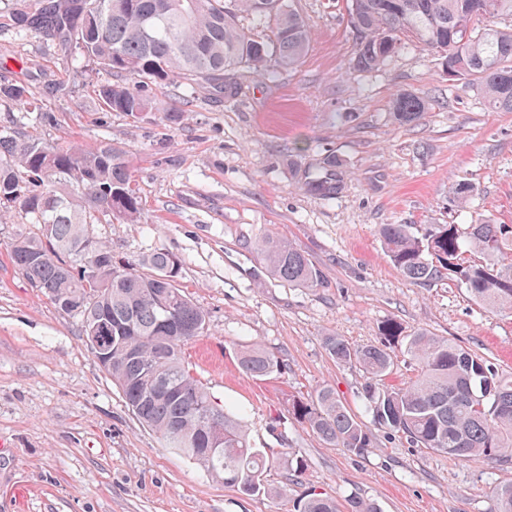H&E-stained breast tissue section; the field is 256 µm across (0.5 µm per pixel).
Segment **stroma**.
<instances>
[{
    "label": "stroma",
    "instance_id": "stroma-1",
    "mask_svg": "<svg viewBox=\"0 0 512 512\" xmlns=\"http://www.w3.org/2000/svg\"><path fill=\"white\" fill-rule=\"evenodd\" d=\"M311 24L302 62L275 78L246 69L235 96L179 82L153 87L152 109L132 118L97 95L107 74L77 52L14 23L16 0H0V84H21L27 104L0 101V128L45 142L102 140L128 152L138 223L102 218L93 237L117 261L139 265L157 251L182 260L179 287L208 315L185 363L220 405L239 410L253 446L291 448L300 473H267L274 496L247 497L164 447L129 410L100 367L80 323L32 288L8 247L30 234L20 216L0 220V512H291L318 493L358 497L381 512H497L496 487L512 483V459L451 458L374 432L364 455L324 444L289 419L293 400L324 385L363 421L360 373L327 354L334 333L378 343L394 320L471 349L512 371V314L470 299L448 275L406 279L378 235L383 224H512V112L449 79L436 54L396 52L377 70L353 69L355 38L342 0H296ZM430 104L413 124L392 116L396 93ZM179 120L168 121L170 111ZM340 189L306 191L327 156ZM473 184L467 205L456 183ZM272 234L322 272L323 287L273 280L254 249ZM259 343L283 361L262 380L236 353Z\"/></svg>",
    "mask_w": 512,
    "mask_h": 512
}]
</instances>
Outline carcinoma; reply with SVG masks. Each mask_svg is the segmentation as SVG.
<instances>
[{
	"mask_svg": "<svg viewBox=\"0 0 512 512\" xmlns=\"http://www.w3.org/2000/svg\"><path fill=\"white\" fill-rule=\"evenodd\" d=\"M21 28L55 38L113 80L98 88L113 112L137 116L150 109L151 86L184 80L230 95L237 73L248 68L274 78L298 66L311 27L293 0H49L30 9L19 0ZM356 35L352 64L379 68L407 45L441 56L455 79L479 87L489 106L512 112V0H347ZM243 14L272 26L258 40L237 23ZM0 101L27 103L18 84L0 85ZM427 102L408 92L393 100L400 124L418 121ZM339 162L328 156L306 183L330 197L340 188ZM16 213L37 232L9 246L15 266L60 310L77 318L87 345L112 337L104 367L139 422L168 448L194 460L211 476L252 497L271 495L264 473L275 465L303 469L295 450L254 448L237 413L222 407L185 366L188 341L208 330L207 313L177 285L182 261L168 251L142 259L147 271L122 266L110 246L89 236L103 216L135 224L140 200L126 151L109 141L92 147L48 144L0 130V214ZM379 235L393 265L415 284L451 272L473 300L512 314V232L481 219L460 228L431 224L419 233L409 224H383ZM257 256L275 279L304 288L323 285L321 271L286 240L262 236ZM478 259L466 264L463 254ZM381 342L361 347L341 336L324 337L328 354L361 373V393L375 426L400 433L411 446L450 456L512 457V373L504 374L470 349L421 330L404 334L395 322L380 328ZM406 339L418 367L416 379L389 382L391 343ZM138 350L137 357L130 351ZM242 372L265 377L283 368L255 344L239 352ZM288 415L331 447L361 455L373 447L372 429L351 413L329 385L296 400ZM296 512H339L329 497L311 494Z\"/></svg>",
	"mask_w": 512,
	"mask_h": 512,
	"instance_id": "cac0c4a2",
	"label": "carcinoma"
}]
</instances>
